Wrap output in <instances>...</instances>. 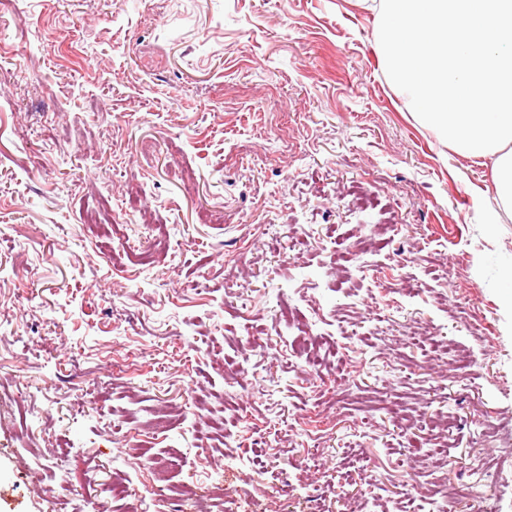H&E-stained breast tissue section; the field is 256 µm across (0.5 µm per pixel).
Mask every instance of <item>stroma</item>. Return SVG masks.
<instances>
[{
	"mask_svg": "<svg viewBox=\"0 0 512 512\" xmlns=\"http://www.w3.org/2000/svg\"><path fill=\"white\" fill-rule=\"evenodd\" d=\"M378 40L358 0H0V512H131L158 461L209 512H512V213Z\"/></svg>",
	"mask_w": 512,
	"mask_h": 512,
	"instance_id": "stroma-1",
	"label": "stroma"
}]
</instances>
